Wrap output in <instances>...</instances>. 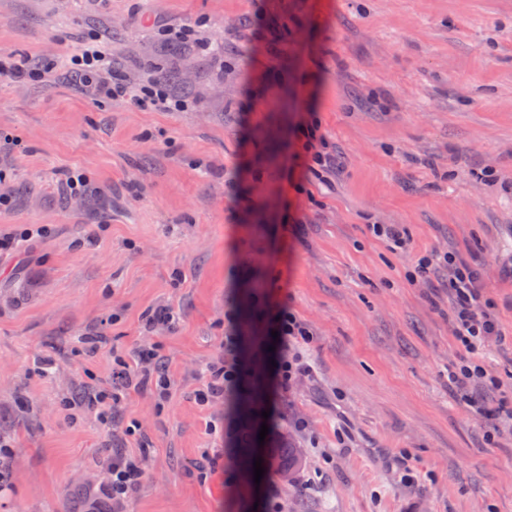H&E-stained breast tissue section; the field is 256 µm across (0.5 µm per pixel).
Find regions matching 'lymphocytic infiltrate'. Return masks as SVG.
I'll list each match as a JSON object with an SVG mask.
<instances>
[{
  "label": "lymphocytic infiltrate",
  "instance_id": "obj_1",
  "mask_svg": "<svg viewBox=\"0 0 512 512\" xmlns=\"http://www.w3.org/2000/svg\"><path fill=\"white\" fill-rule=\"evenodd\" d=\"M70 63L81 73L97 97H126L157 112H185L190 107L189 99L174 91L166 81L154 79L143 84L128 82L108 61L98 36H89L80 51L71 56ZM320 128L316 113H309L298 131L297 155L303 159L308 173L323 181L336 172L340 160L335 146L321 134ZM441 271L448 275V292L452 297L448 317L455 326L456 340L464 351L463 359L449 368L448 382L476 413H484L483 398L493 394L497 397V411L512 417V390H505L482 362L486 344L498 337L499 330L494 315L483 299L479 274L473 264L459 261L451 253L424 256L418 261V275L426 277ZM276 330L279 377L282 385L288 386L298 375L309 370L300 348L308 343L311 332L294 312L286 309L277 313ZM238 342L237 334L225 336L224 357L209 366L208 383L199 395L203 404L209 405L223 399L225 390L236 385L239 378ZM107 472L112 503L122 505L142 482L146 474L145 459L134 453L111 457Z\"/></svg>",
  "mask_w": 512,
  "mask_h": 512
}]
</instances>
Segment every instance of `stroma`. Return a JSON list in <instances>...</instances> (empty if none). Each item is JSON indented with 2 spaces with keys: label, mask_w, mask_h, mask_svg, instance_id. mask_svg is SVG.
Listing matches in <instances>:
<instances>
[{
  "label": "stroma",
  "mask_w": 512,
  "mask_h": 512,
  "mask_svg": "<svg viewBox=\"0 0 512 512\" xmlns=\"http://www.w3.org/2000/svg\"><path fill=\"white\" fill-rule=\"evenodd\" d=\"M182 25L214 51L161 39ZM91 33L193 107L89 94L64 61ZM1 51L45 77L0 79V234L48 232L0 254V512H67L77 487L110 512L104 466L136 451L132 424L150 448L122 512H512V422L449 392L448 291L411 277L426 255L477 263L507 339L486 361L512 380V0H0ZM309 106L344 163L300 193ZM71 174L90 192L69 196ZM374 224L401 225L406 250ZM278 301L313 333L286 389L262 349ZM163 306L178 322L145 331ZM232 322L241 382L202 404ZM145 345L167 402L131 393L116 430L62 411ZM265 411L266 446L304 454L291 480L228 463Z\"/></svg>",
  "instance_id": "1"
}]
</instances>
